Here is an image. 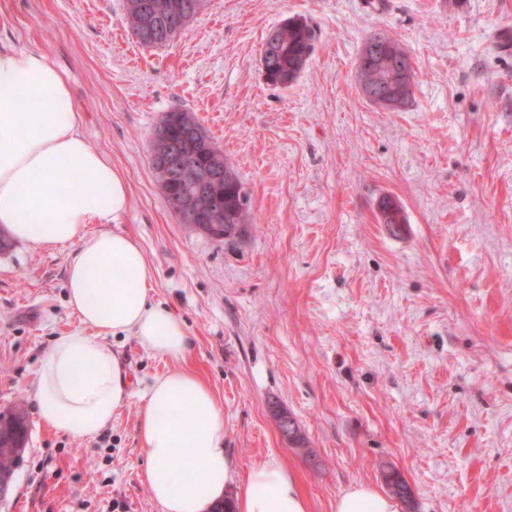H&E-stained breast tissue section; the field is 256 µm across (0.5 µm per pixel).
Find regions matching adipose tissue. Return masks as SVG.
I'll return each instance as SVG.
<instances>
[{
  "instance_id": "obj_1",
  "label": "adipose tissue",
  "mask_w": 512,
  "mask_h": 512,
  "mask_svg": "<svg viewBox=\"0 0 512 512\" xmlns=\"http://www.w3.org/2000/svg\"><path fill=\"white\" fill-rule=\"evenodd\" d=\"M127 182L81 131L65 75L42 51L0 49V228L17 241L75 248L67 268L69 308L81 326L56 338L33 383L44 426L96 438L133 393L114 338L136 337L174 366L139 395L144 483L162 512H209L234 483L224 448V409L193 370L182 367L187 330L150 299L155 269L129 234L88 235L91 220L114 223L129 210ZM237 512H310L282 465H254L240 485ZM334 512H398L397 502L358 483Z\"/></svg>"
}]
</instances>
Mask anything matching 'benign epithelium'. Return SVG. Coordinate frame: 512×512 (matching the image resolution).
<instances>
[{"instance_id":"benign-epithelium-1","label":"benign epithelium","mask_w":512,"mask_h":512,"mask_svg":"<svg viewBox=\"0 0 512 512\" xmlns=\"http://www.w3.org/2000/svg\"><path fill=\"white\" fill-rule=\"evenodd\" d=\"M139 26L144 27L151 21V6L147 0H133L130 5ZM373 65L376 78L361 87L364 98L370 102L381 104L386 108L395 109L400 105V97L396 92V80L409 74V68L400 61L392 60L384 48L368 45L359 66ZM204 147L209 151L208 166L198 168L182 161L186 151L193 147ZM153 169L158 175L162 193L172 210L183 207L182 197L174 191L177 184H189L195 190L193 228L204 231V227L222 228L226 224L236 222L235 212L243 205V198L235 200V208H229L224 199V187L236 182L234 173L224 159L223 151L209 139V135L198 127L190 128L183 140L167 153L155 154L152 157Z\"/></svg>"}]
</instances>
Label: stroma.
Masks as SVG:
<instances>
[{
	"label": "stroma",
	"mask_w": 512,
	"mask_h": 512,
	"mask_svg": "<svg viewBox=\"0 0 512 512\" xmlns=\"http://www.w3.org/2000/svg\"><path fill=\"white\" fill-rule=\"evenodd\" d=\"M314 31L299 78L268 84L266 32ZM398 39L413 97L396 112L356 81L366 37ZM70 79L83 131L127 180L115 229L156 269L185 365L224 408L238 478L291 470L310 512L356 483L410 488L399 512H512V0H212L167 46L139 45L125 0H0V46ZM195 114L248 192L232 240L179 224L151 166L165 113ZM392 200L405 223H385ZM64 245L0 252V412L19 404L24 459L0 512H160L141 478V401L80 441L41 425L32 383L79 326ZM133 389L173 368L114 342ZM290 414L309 453L281 436Z\"/></svg>",
	"instance_id": "35a3bbf8"
}]
</instances>
